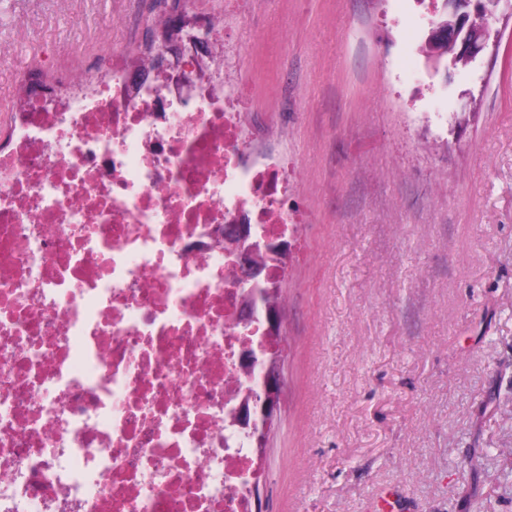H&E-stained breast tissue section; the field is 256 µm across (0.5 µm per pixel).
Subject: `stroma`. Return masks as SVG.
I'll list each match as a JSON object with an SVG mask.
<instances>
[{"label":"stroma","instance_id":"35a3bbf8","mask_svg":"<svg viewBox=\"0 0 512 512\" xmlns=\"http://www.w3.org/2000/svg\"><path fill=\"white\" fill-rule=\"evenodd\" d=\"M247 122L305 172V253L282 293L284 394L263 512H512V22L499 49L434 68L413 0H249ZM166 0H0V113L132 51ZM131 19V32L113 29ZM428 76L424 98L405 78ZM447 97L448 125L422 116Z\"/></svg>","mask_w":512,"mask_h":512}]
</instances>
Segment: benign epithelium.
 Returning <instances> with one entry per match:
<instances>
[{
  "instance_id": "7a95c632",
  "label": "benign epithelium",
  "mask_w": 512,
  "mask_h": 512,
  "mask_svg": "<svg viewBox=\"0 0 512 512\" xmlns=\"http://www.w3.org/2000/svg\"><path fill=\"white\" fill-rule=\"evenodd\" d=\"M500 0H454L449 4L448 17L436 23L431 29L427 43L430 56L435 61L444 58L453 64L457 58L472 60L488 45L492 34V25L498 21L496 14ZM197 18L184 8L175 11L168 20V25L158 33L161 52L152 60L156 77L167 81L170 73L181 63L185 53L196 56L200 65L211 57V42L199 35ZM225 250L233 255L240 267L247 272L250 281L260 271L259 261L251 252L239 250V243L234 239L227 241ZM284 381L277 361L270 359L263 375V384L253 402L257 407L258 421L253 424L251 437L256 445H261L280 409Z\"/></svg>"
}]
</instances>
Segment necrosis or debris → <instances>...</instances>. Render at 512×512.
I'll return each mask as SVG.
<instances>
[{"label": "necrosis or debris", "mask_w": 512, "mask_h": 512, "mask_svg": "<svg viewBox=\"0 0 512 512\" xmlns=\"http://www.w3.org/2000/svg\"><path fill=\"white\" fill-rule=\"evenodd\" d=\"M180 98L115 56L18 74L0 135V512H256L241 413L304 171L254 145L242 83ZM245 234L260 273L224 250ZM254 350L250 368L241 354Z\"/></svg>", "instance_id": "obj_1"}]
</instances>
